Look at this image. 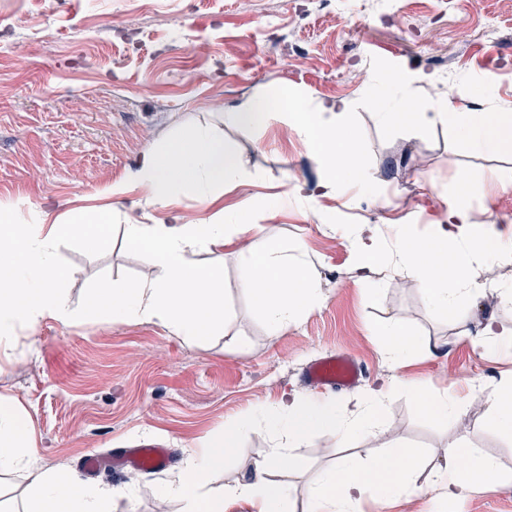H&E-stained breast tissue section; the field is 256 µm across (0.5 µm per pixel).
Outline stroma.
I'll return each mask as SVG.
<instances>
[{"label": "stroma", "mask_w": 512, "mask_h": 512, "mask_svg": "<svg viewBox=\"0 0 512 512\" xmlns=\"http://www.w3.org/2000/svg\"><path fill=\"white\" fill-rule=\"evenodd\" d=\"M27 10L30 27L0 47V207L64 213L77 199L97 203L104 187L126 180L143 155L196 125L208 126L235 151L250 180L225 185L221 206L248 210L269 239L303 244L304 260L323 302L270 335L264 316L242 286L250 242L232 237L224 260V331L199 342L158 324L43 321L0 354V394L30 417L41 469H78L84 455L141 443H167L169 467L154 474L104 473L101 484L125 489L112 512H183L164 499L184 452L202 447L224 424L260 406L311 396L305 367L326 353L365 365V377L332 398L355 409L359 397L393 379L456 393L465 409L448 419L428 416L409 394L390 398L378 430L349 440L377 452L407 446L431 464L464 445L494 457L503 475L490 491L446 498L422 470L418 488L392 501L366 497L362 512H512V436L487 416V402L512 381V348L489 350L475 339L488 316L512 326V303L500 294L512 283V260L479 272L487 293L469 319L448 320L430 309L420 285L382 263L356 269L348 233L375 227L391 244L399 226L425 236L429 223L470 181L473 204L512 243V154L478 153L448 130L387 126L368 100L383 66L424 74L418 99L447 96L449 83H471L469 112L512 111V0H0V17ZM494 29V39L484 36ZM295 88L309 104L346 102L340 122L365 158L372 193L342 189L311 201L322 162L294 128L273 121L258 128L226 123L224 113L268 86ZM303 194L293 191L294 185ZM107 243L58 245L75 275L66 288L82 304L101 282L148 279L158 269L150 251L130 246L124 224L208 218L213 209L185 197L156 209L132 190L116 200ZM393 320L421 342L409 361L392 366L381 354L377 324ZM275 440L264 431L243 435L203 494L217 495L265 460ZM301 467L272 472L290 484L289 512H302L309 482L337 453L332 435L292 450Z\"/></svg>", "instance_id": "1"}]
</instances>
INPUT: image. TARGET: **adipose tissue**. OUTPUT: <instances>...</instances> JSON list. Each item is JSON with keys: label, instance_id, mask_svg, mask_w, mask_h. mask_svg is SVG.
I'll list each match as a JSON object with an SVG mask.
<instances>
[{"label": "adipose tissue", "instance_id": "ef3b65f1", "mask_svg": "<svg viewBox=\"0 0 512 512\" xmlns=\"http://www.w3.org/2000/svg\"><path fill=\"white\" fill-rule=\"evenodd\" d=\"M417 74L403 75L384 70L370 92V100L381 121L421 130L443 125L467 141L477 152H512V113L464 112L461 101L472 94L468 82H458L452 95L416 104L413 84ZM343 107L321 103L309 107L297 92L273 86L225 112L228 121L254 127L279 120L308 137L320 154L327 172L316 192L332 197L341 179H362L363 156L346 141L337 119ZM235 154L223 139L205 126L178 135L165 146L146 153L130 183L107 188L104 205L85 207L72 214L41 211L23 220L15 207H0V346L19 333L34 332L44 319L69 325L84 321H138L158 324L175 335L202 341L224 329V268L221 263L198 264L195 256L222 249L228 234L253 235L260 244L245 260L244 284L255 307L264 315L271 334H278L302 313L318 306L322 296L306 271L302 247L288 248L261 239V225L252 223L247 211L215 212L200 221L182 219L168 224L131 221L125 226L130 243L147 246L159 273L144 280L113 278L90 292L82 306H73L65 285L72 277L58 260L57 246L68 239L79 246L106 242L112 222V198L141 189L148 200L166 208L190 195L204 204L217 200L226 184L248 180ZM474 192L461 185L452 200L433 219L432 233L423 239L406 226L399 227L391 249H383L369 225L350 234L358 269L384 263L409 273L422 287L429 307L458 318L464 306L484 288L478 269L498 260L502 243L485 229L486 221L475 210ZM408 389L416 407L438 419L462 408L464 398L453 393L435 394L408 386L396 379L371 391L359 403L358 413L346 412L334 401H314L301 396L264 410L265 431L295 443L328 432L337 442L372 433L385 401L397 390ZM254 415L237 417L224 425L220 437L210 439L199 450H186L176 479L162 487V498H178L185 512H224L225 498L253 501L257 512H285L291 489L270 478L273 469L298 468L296 457L274 449L223 494L201 495L208 476L224 467L225 456L239 438L255 428ZM31 420L14 398L0 395V473L19 468L36 470L26 512H111L113 491L108 485H89L71 469L37 471L30 453ZM420 465L415 449L400 447L378 452L362 465L345 457L313 480L306 512H359L364 494L391 500L413 490V475ZM499 473L492 457L476 449L454 446L445 464L434 475L448 498L459 500L476 490H487Z\"/></svg>", "mask_w": 512, "mask_h": 512}]
</instances>
